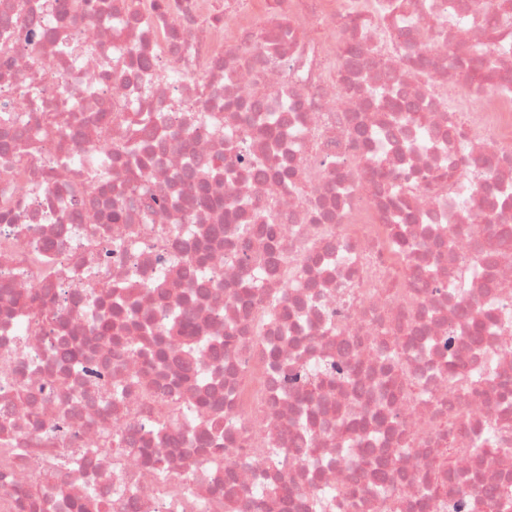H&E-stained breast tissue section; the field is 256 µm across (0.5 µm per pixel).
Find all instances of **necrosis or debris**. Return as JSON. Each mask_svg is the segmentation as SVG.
<instances>
[{"instance_id":"4bbe7bcc","label":"necrosis or debris","mask_w":512,"mask_h":512,"mask_svg":"<svg viewBox=\"0 0 512 512\" xmlns=\"http://www.w3.org/2000/svg\"><path fill=\"white\" fill-rule=\"evenodd\" d=\"M503 2L0 0V512H512Z\"/></svg>"}]
</instances>
